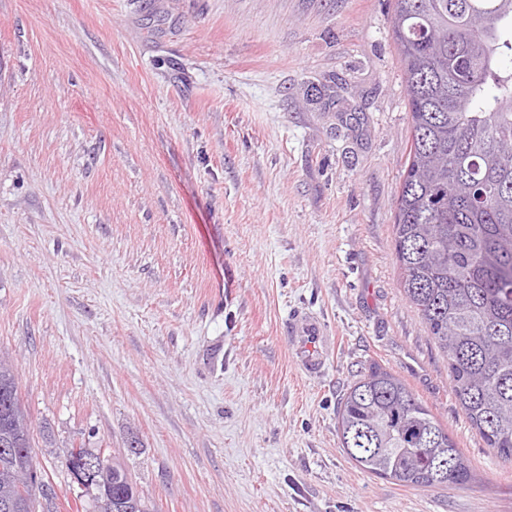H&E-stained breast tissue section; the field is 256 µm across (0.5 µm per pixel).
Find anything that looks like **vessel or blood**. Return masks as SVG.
Returning <instances> with one entry per match:
<instances>
[{"mask_svg":"<svg viewBox=\"0 0 512 512\" xmlns=\"http://www.w3.org/2000/svg\"><path fill=\"white\" fill-rule=\"evenodd\" d=\"M284 335L298 371L307 377L322 374L332 355V339L323 318L303 308L291 309Z\"/></svg>","mask_w":512,"mask_h":512,"instance_id":"obj_1","label":"vessel or blood"}]
</instances>
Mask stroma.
<instances>
[{"label": "stroma", "mask_w": 512, "mask_h": 512, "mask_svg": "<svg viewBox=\"0 0 512 512\" xmlns=\"http://www.w3.org/2000/svg\"><path fill=\"white\" fill-rule=\"evenodd\" d=\"M391 0H0V357L43 455L119 457L150 512H512L401 294L408 112ZM336 346L300 375L290 309ZM472 479L402 487L344 455L370 363ZM138 437L136 452L127 441Z\"/></svg>", "instance_id": "stroma-1"}]
</instances>
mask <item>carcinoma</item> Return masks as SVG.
Listing matches in <instances>:
<instances>
[{
  "instance_id": "carcinoma-1",
  "label": "carcinoma",
  "mask_w": 512,
  "mask_h": 512,
  "mask_svg": "<svg viewBox=\"0 0 512 512\" xmlns=\"http://www.w3.org/2000/svg\"><path fill=\"white\" fill-rule=\"evenodd\" d=\"M410 147L393 224L406 300L448 359L470 425L512 463V0H393ZM0 438L34 451L11 369L0 359ZM337 436L362 471L405 487L469 482L468 460L409 385L372 364L341 398ZM16 458L0 456V492ZM112 512H149L112 464Z\"/></svg>"
}]
</instances>
